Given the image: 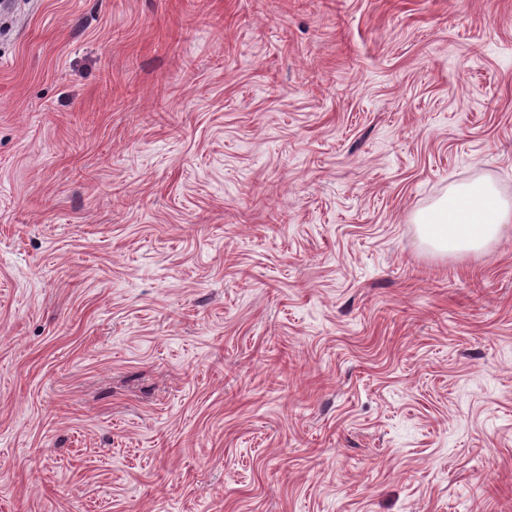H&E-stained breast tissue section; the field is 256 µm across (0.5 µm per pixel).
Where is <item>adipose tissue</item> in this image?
<instances>
[{"label": "adipose tissue", "instance_id": "obj_1", "mask_svg": "<svg viewBox=\"0 0 512 512\" xmlns=\"http://www.w3.org/2000/svg\"><path fill=\"white\" fill-rule=\"evenodd\" d=\"M426 243L443 253L484 248L495 240L504 224L512 222V205L488 185L457 187L416 219Z\"/></svg>", "mask_w": 512, "mask_h": 512}]
</instances>
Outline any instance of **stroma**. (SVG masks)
<instances>
[{
  "mask_svg": "<svg viewBox=\"0 0 512 512\" xmlns=\"http://www.w3.org/2000/svg\"><path fill=\"white\" fill-rule=\"evenodd\" d=\"M512 0L0 10V512H512ZM511 220V205L490 186L475 183L452 190L415 222L435 250L461 253L484 248Z\"/></svg>",
  "mask_w": 512,
  "mask_h": 512,
  "instance_id": "35a3bbf8",
  "label": "stroma"
}]
</instances>
